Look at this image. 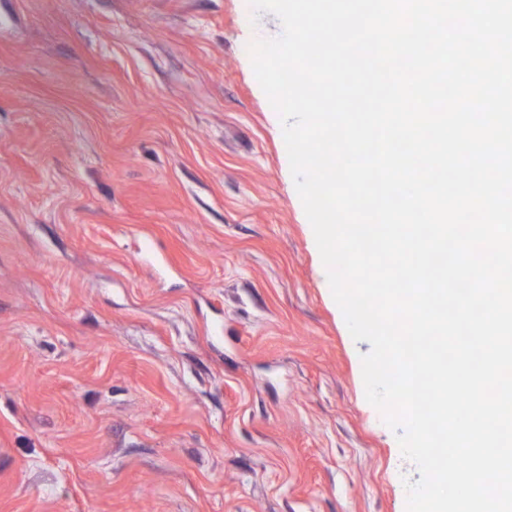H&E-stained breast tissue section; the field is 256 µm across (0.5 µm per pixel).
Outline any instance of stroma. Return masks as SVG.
<instances>
[{
	"instance_id": "obj_1",
	"label": "stroma",
	"mask_w": 512,
	"mask_h": 512,
	"mask_svg": "<svg viewBox=\"0 0 512 512\" xmlns=\"http://www.w3.org/2000/svg\"><path fill=\"white\" fill-rule=\"evenodd\" d=\"M249 0H0V512H405Z\"/></svg>"
}]
</instances>
